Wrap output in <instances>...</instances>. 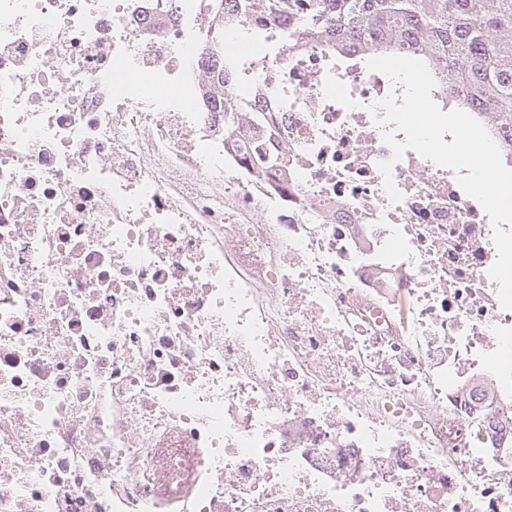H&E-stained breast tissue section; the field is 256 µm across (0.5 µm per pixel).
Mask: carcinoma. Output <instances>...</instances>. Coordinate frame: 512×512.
<instances>
[{
  "mask_svg": "<svg viewBox=\"0 0 512 512\" xmlns=\"http://www.w3.org/2000/svg\"><path fill=\"white\" fill-rule=\"evenodd\" d=\"M243 14L286 11L294 28L357 38L379 54L398 45L431 64L442 104L463 90L500 124H512V0H241ZM246 106L224 100L231 127Z\"/></svg>",
  "mask_w": 512,
  "mask_h": 512,
  "instance_id": "cac0c4a2",
  "label": "carcinoma"
}]
</instances>
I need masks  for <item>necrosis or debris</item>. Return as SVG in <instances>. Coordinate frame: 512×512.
<instances>
[{
	"label": "necrosis or debris",
	"mask_w": 512,
	"mask_h": 512,
	"mask_svg": "<svg viewBox=\"0 0 512 512\" xmlns=\"http://www.w3.org/2000/svg\"><path fill=\"white\" fill-rule=\"evenodd\" d=\"M371 57L0 0V512H512L492 221L411 150L389 200Z\"/></svg>",
	"instance_id": "1"
}]
</instances>
